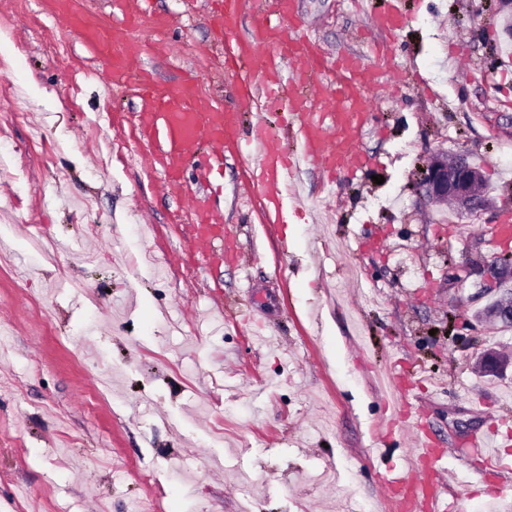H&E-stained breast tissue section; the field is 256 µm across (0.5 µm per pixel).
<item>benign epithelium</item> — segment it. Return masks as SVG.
<instances>
[{
	"label": "benign epithelium",
	"instance_id": "obj_1",
	"mask_svg": "<svg viewBox=\"0 0 512 512\" xmlns=\"http://www.w3.org/2000/svg\"><path fill=\"white\" fill-rule=\"evenodd\" d=\"M481 171L459 154L449 160L442 156L431 158L425 165L419 185L432 203L451 201L462 213H474L490 205L480 191ZM488 281L500 284L512 278V259L493 257L487 268ZM478 321L512 322V298H501L478 316Z\"/></svg>",
	"mask_w": 512,
	"mask_h": 512
}]
</instances>
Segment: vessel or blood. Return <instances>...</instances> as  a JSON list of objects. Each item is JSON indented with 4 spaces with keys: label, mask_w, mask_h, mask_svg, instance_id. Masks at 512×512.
Listing matches in <instances>:
<instances>
[{
    "label": "vessel or blood",
    "mask_w": 512,
    "mask_h": 512,
    "mask_svg": "<svg viewBox=\"0 0 512 512\" xmlns=\"http://www.w3.org/2000/svg\"><path fill=\"white\" fill-rule=\"evenodd\" d=\"M54 2L57 18L95 37L75 0ZM112 9V40L103 46L111 60V83L134 85L139 140L151 161L160 165L169 188L182 189L186 173H193L188 198L197 253L206 255L217 247L226 255L231 250L230 236L218 218L219 196L209 188V176L223 170L227 151L248 147V183L261 204H275L269 217L273 224L286 223L282 204L293 198L301 168H316L335 182L366 164L358 142L373 120L367 99L398 81L388 66L389 46L375 47L368 59L359 54L332 57L309 39L306 26L295 16L293 0H221L217 23L224 34L222 65L238 88L233 104L223 108L197 93L195 77L183 76L164 92L147 75H135L131 64L142 57L144 46L130 35L134 15L129 0H112ZM248 12L256 22L243 35L239 20ZM403 20L400 0H387L386 9L375 17L377 27L389 32L399 29ZM283 104L288 107V130L298 141L292 152L283 149L265 114ZM389 390L395 414L422 427L421 407L408 401L409 384L394 377ZM509 438L512 419L505 417L495 433L475 434L467 454L500 464L499 448ZM442 458L439 449L420 439L404 469L381 473L396 512H467L466 499L447 501L436 480Z\"/></svg>",
    "instance_id": "1"
}]
</instances>
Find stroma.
<instances>
[{
	"instance_id": "1",
	"label": "stroma",
	"mask_w": 512,
	"mask_h": 512,
	"mask_svg": "<svg viewBox=\"0 0 512 512\" xmlns=\"http://www.w3.org/2000/svg\"><path fill=\"white\" fill-rule=\"evenodd\" d=\"M497 7L404 0L388 33L371 24L379 0H294L328 54L388 43L413 79L370 97L366 167L333 184L301 170L287 223L265 222L247 159L225 155L239 250L209 267L187 260L186 200L134 153L138 102L112 94L98 45L51 0H0V512H392L379 474L408 448L377 386L392 364L440 382L415 396L449 495L512 512V481L454 455L512 411V368L475 367L486 349L512 357V325L456 329L493 299L487 232L512 213ZM210 16L211 0H154L135 36L176 42L144 57L159 85L192 73L221 104L234 85ZM459 153L493 208L420 196L426 161ZM255 287L282 302L259 345L228 314Z\"/></svg>"
}]
</instances>
